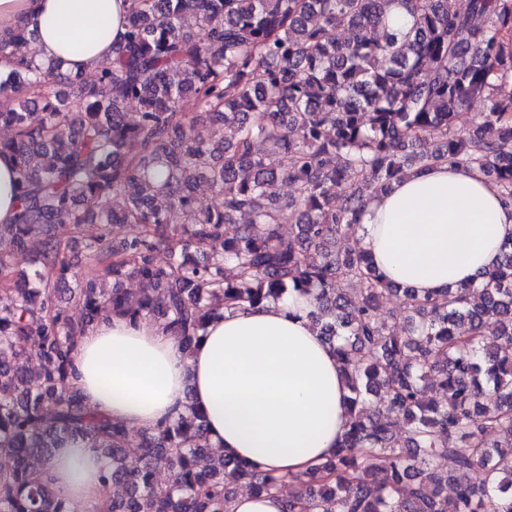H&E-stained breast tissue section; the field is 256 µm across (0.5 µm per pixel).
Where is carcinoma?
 Segmentation results:
<instances>
[{"mask_svg": "<svg viewBox=\"0 0 512 512\" xmlns=\"http://www.w3.org/2000/svg\"><path fill=\"white\" fill-rule=\"evenodd\" d=\"M126 32L94 86L19 52L34 34L0 35V122L14 137L15 221L0 226V274L38 244L0 296V512H70L38 473L63 437H82L124 488L105 512H230L235 487L282 480L224 457L194 407L153 432L86 409L72 357L107 315L165 324L189 352L219 307L314 296L349 395L348 428L318 478H296L284 512H512V242L477 280L418 297L360 248L336 251L370 198L408 170L477 169L512 203V0H130ZM398 6L412 19L394 26ZM204 30V38L196 29ZM352 36L343 40L339 32ZM193 97L198 112H181ZM482 101L487 112H468ZM140 106L135 118L125 105ZM224 125L215 142L203 123ZM290 155L286 169L270 158ZM206 180L221 198L197 206ZM285 182L283 205L273 188ZM120 196L124 208L109 209ZM296 225L282 235L284 221ZM99 224L89 272L68 284L55 224ZM138 234L110 245V231ZM170 253L159 266L154 253ZM148 284L131 302L124 284ZM358 285L352 298L338 288ZM402 301L387 324L379 304ZM41 358L19 365L25 345ZM444 393L425 399L427 389ZM405 435L393 430V421ZM448 459L452 469L440 468ZM169 482L161 487L156 471Z\"/></svg>", "mask_w": 512, "mask_h": 512, "instance_id": "obj_1", "label": "carcinoma"}]
</instances>
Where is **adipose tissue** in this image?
<instances>
[{"label": "adipose tissue", "mask_w": 512, "mask_h": 512, "mask_svg": "<svg viewBox=\"0 0 512 512\" xmlns=\"http://www.w3.org/2000/svg\"><path fill=\"white\" fill-rule=\"evenodd\" d=\"M129 0H0V34L24 25L35 54L86 74L110 59ZM360 246L390 280L418 296L473 280L512 241V205L475 169L446 164L407 172L368 202ZM296 292L212 319L192 351L162 323L108 316L74 355L73 384L98 416L151 431L193 406L210 443L262 472H312L343 434L348 394L333 348ZM86 440L60 443L41 473L58 496L98 512L112 494Z\"/></svg>", "instance_id": "adipose-tissue-1"}]
</instances>
